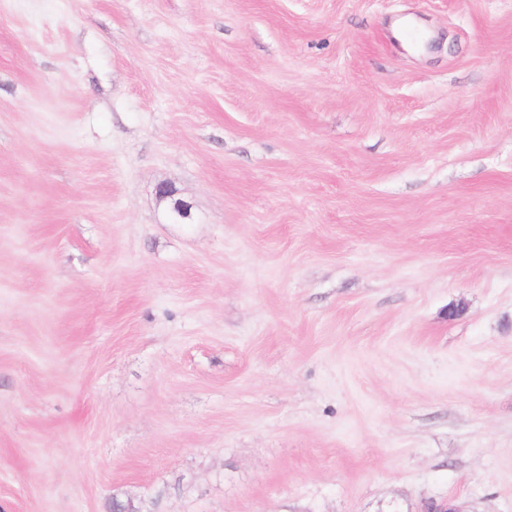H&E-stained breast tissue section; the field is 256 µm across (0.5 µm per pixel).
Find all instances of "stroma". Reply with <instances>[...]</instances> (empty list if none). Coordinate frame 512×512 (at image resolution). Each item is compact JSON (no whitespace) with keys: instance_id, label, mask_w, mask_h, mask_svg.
Instances as JSON below:
<instances>
[{"instance_id":"obj_1","label":"stroma","mask_w":512,"mask_h":512,"mask_svg":"<svg viewBox=\"0 0 512 512\" xmlns=\"http://www.w3.org/2000/svg\"><path fill=\"white\" fill-rule=\"evenodd\" d=\"M448 500L512 512V0H0V512Z\"/></svg>"}]
</instances>
